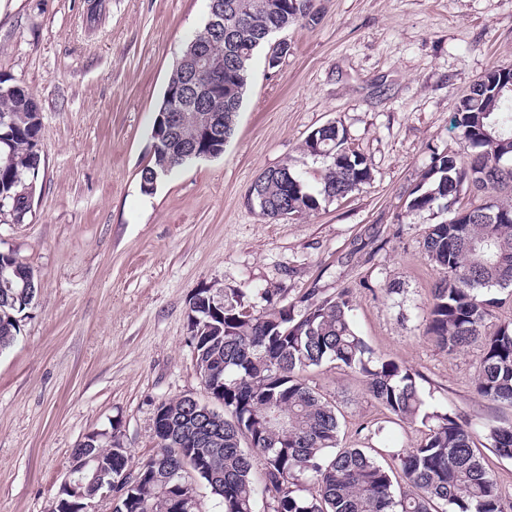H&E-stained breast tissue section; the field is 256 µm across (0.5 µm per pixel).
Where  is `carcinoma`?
<instances>
[{
  "instance_id": "carcinoma-1",
  "label": "carcinoma",
  "mask_w": 512,
  "mask_h": 512,
  "mask_svg": "<svg viewBox=\"0 0 512 512\" xmlns=\"http://www.w3.org/2000/svg\"><path fill=\"white\" fill-rule=\"evenodd\" d=\"M217 0L224 10V34L205 23L196 35L212 42V65L224 71V93L211 108L224 115V138L234 132L258 49L270 44L268 31L319 19L316 0ZM249 19L245 28L236 18ZM491 82H474L452 118L466 151L432 155L420 183L410 192L406 214L432 209L453 199L467 186L488 200L451 219L428 227L423 247L440 270L426 318V335L453 354L478 344L483 357L474 381L476 394L490 403L512 405V319L491 333L484 330L487 301L482 291L512 285V70H497ZM187 96L191 78L172 69L167 87ZM25 86L0 80V200L21 224L32 210L23 186L39 176L40 109ZM151 164L141 171V192L150 195L176 162L180 145L202 141L195 123L171 139L152 129ZM305 154L321 159L319 186L310 187L291 166L270 169L262 186L250 188V202L261 215L301 219L322 204L344 198L369 183L371 172L362 156L347 147L344 129L320 127L305 141ZM31 267L10 251H0V351L20 332L19 315L30 308L20 297L14 272ZM9 281L12 287H4ZM349 292L323 297L302 309L269 304L259 313L248 309L232 290L202 286L190 299L188 330L200 377L209 381L210 398L224 405L218 441L204 432L211 412L207 403L187 396L157 407L154 436L157 453L124 476L130 457L116 434L99 433L90 448L99 465L119 481L112 512H181L179 500L199 512L200 486L210 489L218 512H512L485 467L474 432L454 410H428L418 385L419 374L398 361L378 356L352 320ZM326 362L356 372L368 394L396 424L419 422L424 437L412 448L389 450L395 466L377 460L370 446L343 447L336 408L303 379V373ZM486 445L497 456L512 459V423L486 430ZM264 470L255 486L253 456ZM403 490L394 492V482Z\"/></svg>"
}]
</instances>
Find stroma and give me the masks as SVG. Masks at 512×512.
Masks as SVG:
<instances>
[{"mask_svg":"<svg viewBox=\"0 0 512 512\" xmlns=\"http://www.w3.org/2000/svg\"><path fill=\"white\" fill-rule=\"evenodd\" d=\"M320 18L280 32L265 52L221 155L140 190L151 131L171 70L202 28L208 0H0V78L41 110L42 165L24 223H0V250L39 278L14 344L0 352V512H54L71 453L91 432L116 431L132 466L155 453L159 403L206 399L188 331L202 285L242 291L253 311L352 293L354 326L374 352L419 372L429 408H452L475 431L512 422V407L473 390L482 349L451 354L425 334L440 276L429 225L481 204L406 214L433 153L462 145L460 98L492 69L512 70V0H319ZM336 123L372 179L301 220L251 205L265 169L292 165L318 184L302 145ZM334 404L341 443L367 429L381 462L421 439L398 426L351 369L304 375Z\"/></svg>","mask_w":512,"mask_h":512,"instance_id":"obj_1","label":"stroma"}]
</instances>
